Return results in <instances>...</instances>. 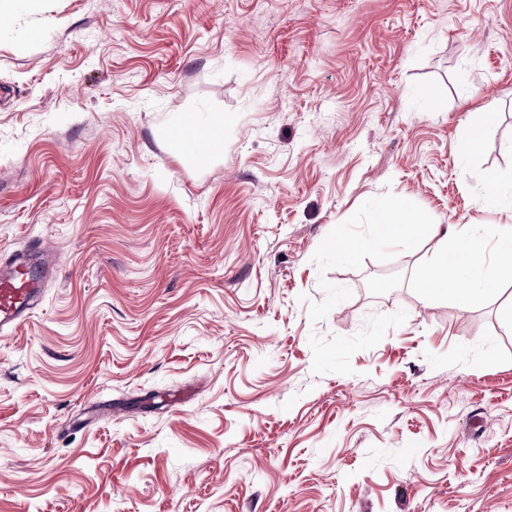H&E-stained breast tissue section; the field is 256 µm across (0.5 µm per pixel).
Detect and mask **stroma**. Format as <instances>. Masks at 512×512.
Masks as SVG:
<instances>
[{
	"mask_svg": "<svg viewBox=\"0 0 512 512\" xmlns=\"http://www.w3.org/2000/svg\"><path fill=\"white\" fill-rule=\"evenodd\" d=\"M11 9L0 258L38 240L58 271L0 336V512H512V285L419 297L431 236L312 261L387 192L512 225L484 203L512 171V0ZM323 279L351 296L314 323Z\"/></svg>",
	"mask_w": 512,
	"mask_h": 512,
	"instance_id": "stroma-1",
	"label": "stroma"
}]
</instances>
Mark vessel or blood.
Returning a JSON list of instances; mask_svg holds the SVG:
<instances>
[{"label": "vessel or blood", "instance_id": "1", "mask_svg": "<svg viewBox=\"0 0 512 512\" xmlns=\"http://www.w3.org/2000/svg\"><path fill=\"white\" fill-rule=\"evenodd\" d=\"M30 268L22 258L0 264V332L21 327L45 294L52 267L44 266L37 274L31 273Z\"/></svg>", "mask_w": 512, "mask_h": 512}]
</instances>
